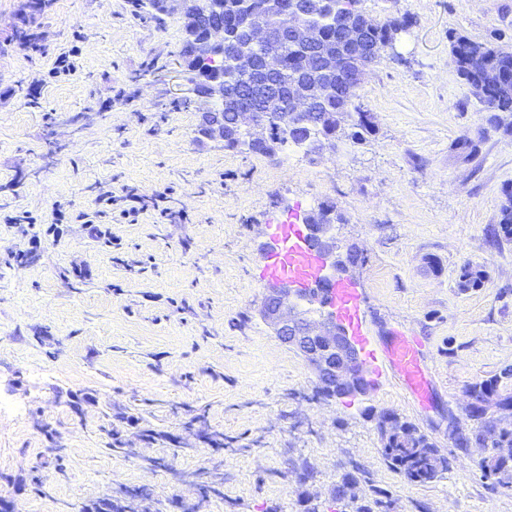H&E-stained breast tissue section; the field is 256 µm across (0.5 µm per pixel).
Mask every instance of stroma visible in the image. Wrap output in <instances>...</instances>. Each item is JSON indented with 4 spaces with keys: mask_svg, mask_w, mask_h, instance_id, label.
Masks as SVG:
<instances>
[{
    "mask_svg": "<svg viewBox=\"0 0 512 512\" xmlns=\"http://www.w3.org/2000/svg\"><path fill=\"white\" fill-rule=\"evenodd\" d=\"M358 8L411 22L357 91L371 134L319 156L198 134L178 13L53 0L44 52L0 41V398L19 405L0 412V496L17 512H80L107 494L136 512H359L380 494L396 512H512L479 451L448 438L449 416L471 425L469 386L512 366V239L489 238L512 200V113L496 126L450 37L512 51V0ZM168 187L165 224L150 212L129 223L101 200ZM323 202L343 216L340 246L359 250L374 344L396 330L420 342L426 402L389 374L370 397H321L256 316L268 220ZM25 212L34 223H13ZM467 265L480 287L460 288ZM374 410L418 426L449 471L420 485L390 469ZM119 413L124 446L111 450ZM212 432L222 449L204 443ZM348 476L354 496L336 501Z\"/></svg>",
    "mask_w": 512,
    "mask_h": 512,
    "instance_id": "obj_1",
    "label": "stroma"
}]
</instances>
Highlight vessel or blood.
<instances>
[{"label": "vessel or blood", "instance_id": "vessel-or-blood-1", "mask_svg": "<svg viewBox=\"0 0 512 512\" xmlns=\"http://www.w3.org/2000/svg\"><path fill=\"white\" fill-rule=\"evenodd\" d=\"M267 230L277 247L261 258L263 278L285 280L294 287L316 292L327 314L334 316L358 344L368 376L378 378L384 371H391L417 399H427L428 372L416 339L396 332L382 350L372 349L361 289L348 278L323 277V260L310 243L307 225L287 220L268 225Z\"/></svg>", "mask_w": 512, "mask_h": 512}]
</instances>
